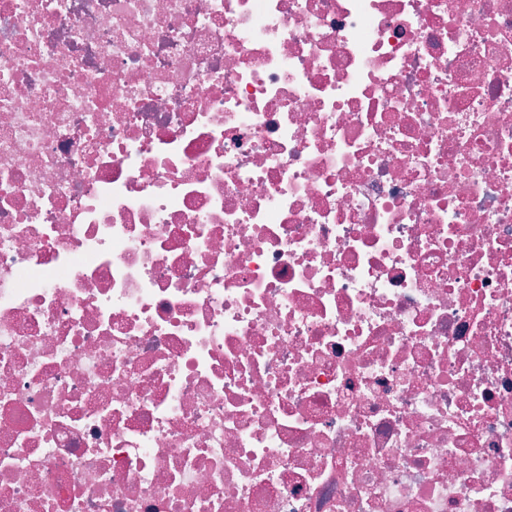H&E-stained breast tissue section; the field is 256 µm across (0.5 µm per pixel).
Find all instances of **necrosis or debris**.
I'll list each match as a JSON object with an SVG mask.
<instances>
[{
    "label": "necrosis or debris",
    "mask_w": 512,
    "mask_h": 512,
    "mask_svg": "<svg viewBox=\"0 0 512 512\" xmlns=\"http://www.w3.org/2000/svg\"><path fill=\"white\" fill-rule=\"evenodd\" d=\"M0 512H512V0H0Z\"/></svg>",
    "instance_id": "obj_1"
}]
</instances>
